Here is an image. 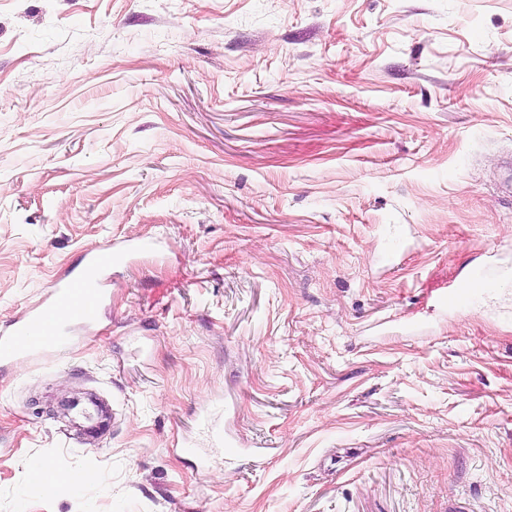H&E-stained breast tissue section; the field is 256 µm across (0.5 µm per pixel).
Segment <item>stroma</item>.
I'll return each mask as SVG.
<instances>
[{
	"label": "stroma",
	"mask_w": 512,
	"mask_h": 512,
	"mask_svg": "<svg viewBox=\"0 0 512 512\" xmlns=\"http://www.w3.org/2000/svg\"><path fill=\"white\" fill-rule=\"evenodd\" d=\"M138 239L0 512H512V288L434 306L512 268V0H0V326ZM508 268L495 264L477 267L462 287L452 285L438 300V306L453 313H460L470 308L472 298L501 286L499 278L508 274ZM83 416L84 428L87 434L96 435L104 425L107 417L105 407L95 400H92L89 406L81 412Z\"/></svg>",
	"instance_id": "1"
}]
</instances>
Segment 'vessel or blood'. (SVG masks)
Masks as SVG:
<instances>
[{
  "instance_id": "vessel-or-blood-1",
  "label": "vessel or blood",
  "mask_w": 512,
  "mask_h": 512,
  "mask_svg": "<svg viewBox=\"0 0 512 512\" xmlns=\"http://www.w3.org/2000/svg\"><path fill=\"white\" fill-rule=\"evenodd\" d=\"M119 255L115 248L87 253L81 271L54 283L41 301L1 328L0 365L51 357L66 341L64 329L77 330L94 325L107 296L104 275ZM507 273V268L495 264L479 266L465 285L449 287L438 305L453 313L466 311L475 295L499 288ZM82 416L86 433L93 436L103 427L107 411L100 402L93 401L83 410Z\"/></svg>"
}]
</instances>
